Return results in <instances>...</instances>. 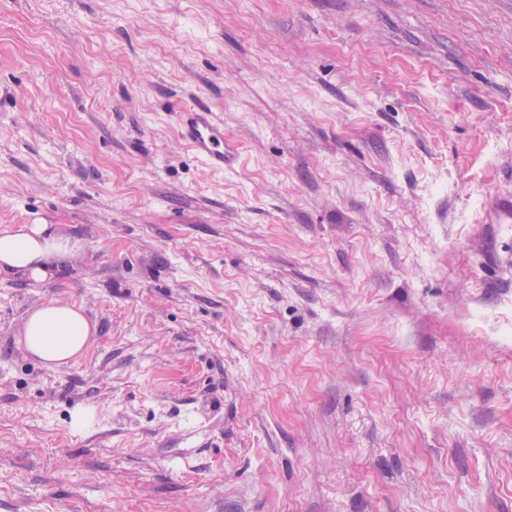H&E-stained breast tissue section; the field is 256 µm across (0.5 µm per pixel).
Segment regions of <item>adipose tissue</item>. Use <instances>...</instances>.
<instances>
[{
  "label": "adipose tissue",
  "mask_w": 512,
  "mask_h": 512,
  "mask_svg": "<svg viewBox=\"0 0 512 512\" xmlns=\"http://www.w3.org/2000/svg\"><path fill=\"white\" fill-rule=\"evenodd\" d=\"M78 238L56 225L33 220L0 231V275L34 282L55 278L72 264ZM94 327L77 305L52 301L31 310L20 330V343L48 366H62L82 357Z\"/></svg>",
  "instance_id": "adipose-tissue-1"
}]
</instances>
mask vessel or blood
Instances as JSON below:
<instances>
[{
    "mask_svg": "<svg viewBox=\"0 0 512 512\" xmlns=\"http://www.w3.org/2000/svg\"><path fill=\"white\" fill-rule=\"evenodd\" d=\"M182 138L196 158L215 171L224 169V128L207 107L186 109L179 116Z\"/></svg>",
    "mask_w": 512,
    "mask_h": 512,
    "instance_id": "1",
    "label": "vessel or blood"
}]
</instances>
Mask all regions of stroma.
<instances>
[{
	"instance_id": "35a3bbf8",
	"label": "stroma",
	"mask_w": 512,
	"mask_h": 512,
	"mask_svg": "<svg viewBox=\"0 0 512 512\" xmlns=\"http://www.w3.org/2000/svg\"><path fill=\"white\" fill-rule=\"evenodd\" d=\"M33 216L83 248L0 278V512H512V0H0ZM182 138L196 158L214 171L224 169V128L207 107L196 106L180 112ZM94 327L75 304L52 301L31 310L23 321L19 343L47 366H62L82 357Z\"/></svg>"
}]
</instances>
